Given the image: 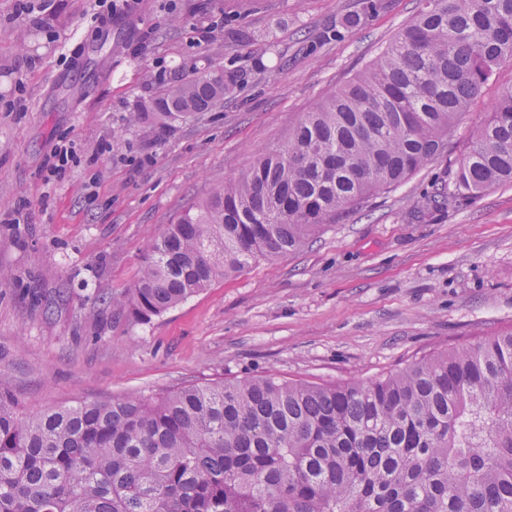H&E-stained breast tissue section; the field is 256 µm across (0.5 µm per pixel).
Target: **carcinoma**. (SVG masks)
<instances>
[{
  "label": "carcinoma",
  "mask_w": 512,
  "mask_h": 512,
  "mask_svg": "<svg viewBox=\"0 0 512 512\" xmlns=\"http://www.w3.org/2000/svg\"><path fill=\"white\" fill-rule=\"evenodd\" d=\"M420 2L288 140L151 240L124 298L137 316L298 251L441 153L512 59V0ZM382 7L360 0L323 39ZM234 84L192 79L154 108L184 120ZM501 183H512V84L473 130L453 197ZM0 512H512V331L343 385L247 376L39 413L0 391Z\"/></svg>",
  "instance_id": "1"
}]
</instances>
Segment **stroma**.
Listing matches in <instances>:
<instances>
[{
  "mask_svg": "<svg viewBox=\"0 0 512 512\" xmlns=\"http://www.w3.org/2000/svg\"><path fill=\"white\" fill-rule=\"evenodd\" d=\"M98 2L0 0V378L25 411L265 374L344 384L512 330V183L450 198L512 60L439 156L301 250L148 319L118 305L149 241L285 142L418 0L338 42L357 0H136L107 27ZM222 71L240 86L210 110L149 117L176 78Z\"/></svg>",
  "mask_w": 512,
  "mask_h": 512,
  "instance_id": "stroma-1",
  "label": "stroma"
}]
</instances>
